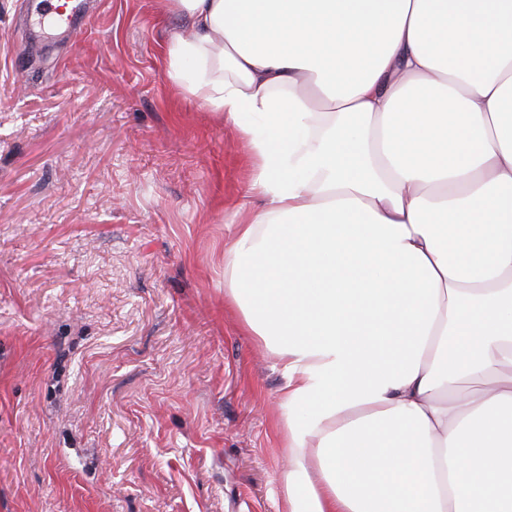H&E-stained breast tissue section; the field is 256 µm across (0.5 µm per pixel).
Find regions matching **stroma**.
Instances as JSON below:
<instances>
[{
	"label": "stroma",
	"instance_id": "35a3bbf8",
	"mask_svg": "<svg viewBox=\"0 0 512 512\" xmlns=\"http://www.w3.org/2000/svg\"><path fill=\"white\" fill-rule=\"evenodd\" d=\"M0 0V512H284L277 359L224 299L251 171L169 0ZM54 14L56 16H54ZM90 17V3L86 0H66L61 7H53L50 3L42 19L38 21V26L43 33L42 26L46 18L50 22H65L72 25L74 29L84 25Z\"/></svg>",
	"mask_w": 512,
	"mask_h": 512
}]
</instances>
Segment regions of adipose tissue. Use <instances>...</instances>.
Here are the masks:
<instances>
[{"label":"adipose tissue","mask_w":512,"mask_h":512,"mask_svg":"<svg viewBox=\"0 0 512 512\" xmlns=\"http://www.w3.org/2000/svg\"><path fill=\"white\" fill-rule=\"evenodd\" d=\"M170 2L251 166L224 297L282 369L286 512H512V0Z\"/></svg>","instance_id":"ef3b65f1"}]
</instances>
